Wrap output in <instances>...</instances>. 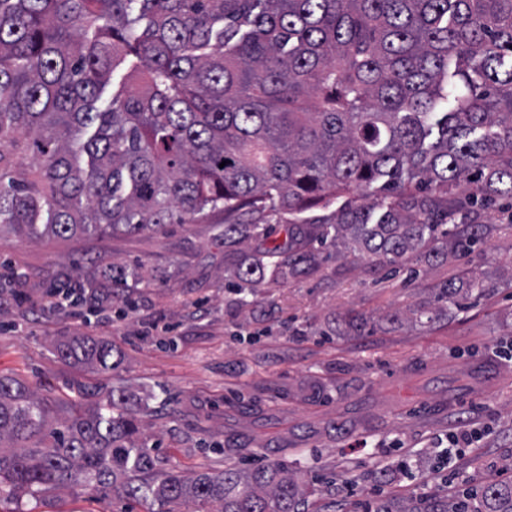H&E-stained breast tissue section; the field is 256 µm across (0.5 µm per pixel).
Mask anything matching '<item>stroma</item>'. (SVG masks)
<instances>
[{"label":"stroma","instance_id":"stroma-1","mask_svg":"<svg viewBox=\"0 0 512 512\" xmlns=\"http://www.w3.org/2000/svg\"><path fill=\"white\" fill-rule=\"evenodd\" d=\"M486 220V240L446 262L392 267L320 248L310 272L266 276L247 306L229 287L238 258L224 251L220 214L160 232L0 240V373L62 403L125 389L147 403L142 431L167 468L279 462L316 487L309 512L478 491L512 462V209ZM81 269L95 276L82 304L48 305L79 286ZM474 272L487 287L466 307L436 301L442 284L464 286ZM357 315L364 330L350 324ZM157 320L171 333L145 335ZM75 336L111 343L119 367L61 360L57 345ZM464 430L476 441L449 453ZM236 439L249 450H224ZM20 507L149 505L75 485Z\"/></svg>","mask_w":512,"mask_h":512}]
</instances>
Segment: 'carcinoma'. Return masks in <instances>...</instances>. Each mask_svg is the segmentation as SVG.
<instances>
[{
	"mask_svg": "<svg viewBox=\"0 0 512 512\" xmlns=\"http://www.w3.org/2000/svg\"><path fill=\"white\" fill-rule=\"evenodd\" d=\"M127 59L126 86L99 108ZM500 200L512 202V0H0V234H133L222 212L236 254L290 215L288 243L238 265L241 294L268 271L303 272L314 240L392 265L454 258ZM59 353L118 366L104 341ZM78 484L150 512H300L314 494L276 462L167 469L124 393L59 418L1 374L0 504ZM375 512H512V484Z\"/></svg>",
	"mask_w": 512,
	"mask_h": 512,
	"instance_id": "obj_1",
	"label": "carcinoma"
}]
</instances>
